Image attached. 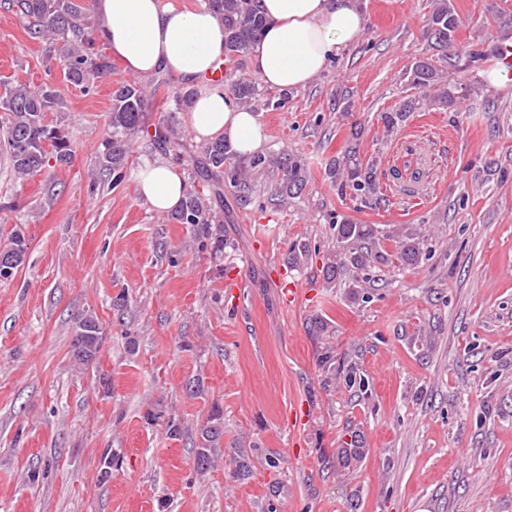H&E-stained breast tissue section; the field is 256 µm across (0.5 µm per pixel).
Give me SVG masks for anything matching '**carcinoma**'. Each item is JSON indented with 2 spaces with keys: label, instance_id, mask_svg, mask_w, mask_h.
<instances>
[{
  "label": "carcinoma",
  "instance_id": "1",
  "mask_svg": "<svg viewBox=\"0 0 512 512\" xmlns=\"http://www.w3.org/2000/svg\"><path fill=\"white\" fill-rule=\"evenodd\" d=\"M204 2L224 26L226 57L232 59L245 53L261 38L267 21L256 8L254 0ZM4 4L16 12L30 38L51 40L58 45L60 63L66 70L67 79L74 85L88 88L95 80L112 75V62L95 48L94 23L85 0H4ZM457 27L458 19L448 0H442L430 18L431 34L438 43L446 46L451 43L449 33L456 31ZM438 82L440 74L434 65L425 61L415 63L407 75V85L415 93L378 115L385 131L394 132L407 121L410 113L432 103L454 112L469 96V88L452 84L433 100L428 99L425 93L418 94L419 90ZM224 90L240 103H248L257 95L255 85L243 79L224 84ZM193 95L190 89H178L169 94L172 111H188ZM146 102V90L135 80L121 83L112 92L108 130L96 161V181L110 179L118 184L124 179L132 143L145 132ZM62 106L63 101L57 91L48 84L35 86L16 80L3 83V92L0 93V148L5 150L16 178L33 175L51 159L60 167L71 162V142L59 128L46 120V113L57 112ZM150 139L154 147L164 154L181 158L183 144L171 124L160 122ZM359 141L360 132L352 131L342 156L331 160L326 167V176L336 186L339 195L357 200L369 208L381 200L377 184L381 158L377 153L361 155ZM193 165L201 181L222 182L246 202L254 194V188L248 181L251 173L272 174V194L282 202L301 191L308 181L307 167L295 155L242 156L222 140L208 143L202 149L201 157L193 159ZM171 220L187 225L201 248L208 247L215 254L223 251V225L203 193L187 191L177 210L171 213ZM335 230L336 252L322 269L325 282H336L345 269L363 270L373 259L389 262L390 254L377 251L379 242L390 237L385 229L346 219L335 224ZM27 250L25 237L19 232L13 234L9 246L0 249V265L16 270L23 263ZM425 255L424 243L414 234L407 233L399 239L401 261L416 265ZM103 336L105 330L97 318L90 314L78 315L70 343L74 360L81 365L96 366ZM336 362V350L332 345L324 344L317 354L318 367L328 373L333 372ZM145 419L147 424L163 428L172 438H179L184 433L176 417L168 416L158 408L148 409ZM191 444L194 471L196 475L203 476L224 452V409L220 404H212L206 420L191 438ZM122 463L119 453L106 449L102 454L101 480L109 478L112 470L120 468Z\"/></svg>",
  "mask_w": 512,
  "mask_h": 512
}]
</instances>
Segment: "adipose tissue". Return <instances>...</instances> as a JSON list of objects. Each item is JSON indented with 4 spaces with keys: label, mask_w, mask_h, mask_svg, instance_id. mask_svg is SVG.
I'll return each instance as SVG.
<instances>
[{
    "label": "adipose tissue",
    "mask_w": 512,
    "mask_h": 512,
    "mask_svg": "<svg viewBox=\"0 0 512 512\" xmlns=\"http://www.w3.org/2000/svg\"><path fill=\"white\" fill-rule=\"evenodd\" d=\"M97 38L126 72L178 75L197 90L189 114L197 140L228 141L239 153L258 150L262 137L253 112L240 107L223 86L206 83L223 66L224 30L206 7L179 9L161 0H94ZM269 20L248 51V65L265 84L288 91L306 88L366 28L359 0H259ZM138 196L152 210L177 208L186 182L172 163L145 164L135 174Z\"/></svg>",
    "instance_id": "adipose-tissue-1"
}]
</instances>
